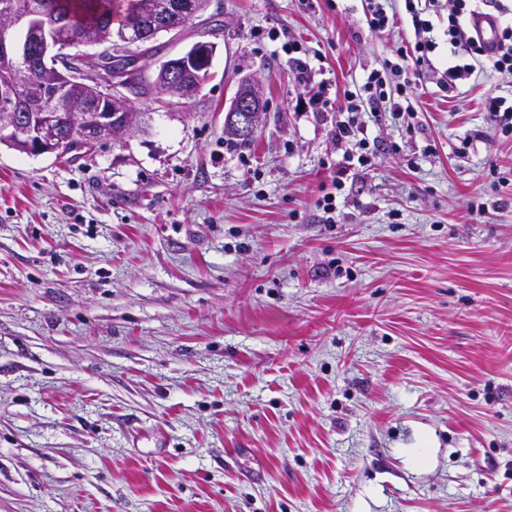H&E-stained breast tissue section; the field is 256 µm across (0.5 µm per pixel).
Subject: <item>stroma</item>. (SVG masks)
I'll list each match as a JSON object with an SVG mask.
<instances>
[{"label": "stroma", "mask_w": 512, "mask_h": 512, "mask_svg": "<svg viewBox=\"0 0 512 512\" xmlns=\"http://www.w3.org/2000/svg\"><path fill=\"white\" fill-rule=\"evenodd\" d=\"M366 3L211 0L135 49L216 43L188 103L68 162L0 145V512H512V74L443 86L422 0L436 71L386 76L359 165L344 94L420 38ZM389 1L390 0H369V12L366 14V21L370 29L381 31L389 25L390 20L393 21L396 12L393 11L392 5L391 7L389 6ZM385 5L391 8V16L384 7ZM263 85L252 77H244L238 81L237 90L226 111L225 123L230 129H225L224 135L235 139L240 145L249 146L260 126L264 111L265 99ZM249 139V140H240ZM485 112H488V119L494 127L497 126V122H505L510 120L509 128H511L512 132V104L510 100V105L508 101L504 97H490L485 102ZM502 113V116L500 115ZM502 118H499V117Z\"/></svg>", "instance_id": "1"}]
</instances>
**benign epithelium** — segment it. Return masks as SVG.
Listing matches in <instances>:
<instances>
[{
	"mask_svg": "<svg viewBox=\"0 0 512 512\" xmlns=\"http://www.w3.org/2000/svg\"><path fill=\"white\" fill-rule=\"evenodd\" d=\"M174 13L191 18L199 10L195 0H166L152 15L150 28L140 24L89 40L73 34L70 18L47 25L31 4L10 0L0 8V103L6 107L0 115V139L30 154L68 156L93 143L92 132L115 139L140 130V114L124 93L130 88L128 74L138 71L137 62L123 65L119 60L145 41L148 32L170 30ZM86 44L106 49L98 54L72 52ZM215 51V43L198 41L182 55L160 62L150 83L160 95L184 100L187 79L201 87ZM76 85L94 87L99 99L88 104L77 98ZM263 92V85L251 77L238 81L225 116L237 138L253 137L260 126Z\"/></svg>",
	"mask_w": 512,
	"mask_h": 512,
	"instance_id": "7a95c632",
	"label": "benign epithelium"
}]
</instances>
